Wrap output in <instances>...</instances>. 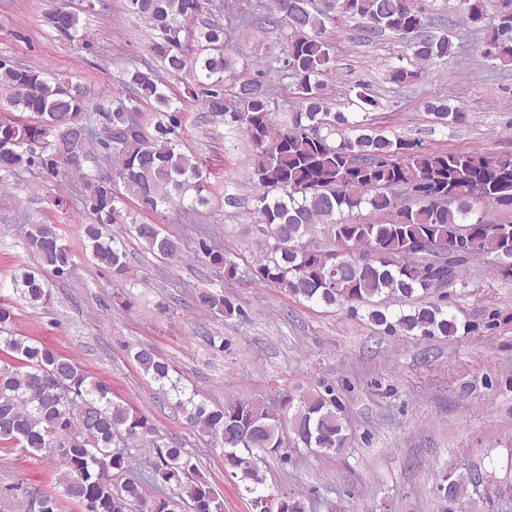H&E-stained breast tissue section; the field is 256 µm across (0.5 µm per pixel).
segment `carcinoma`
Masks as SVG:
<instances>
[{"label": "carcinoma", "instance_id": "1", "mask_svg": "<svg viewBox=\"0 0 512 512\" xmlns=\"http://www.w3.org/2000/svg\"><path fill=\"white\" fill-rule=\"evenodd\" d=\"M485 0H457L466 26L488 31L481 55L497 66L512 67V11L495 17ZM131 13L156 32L151 51L159 68L126 72L128 96L106 115L105 135L93 127V107L82 89L44 71L9 66L0 61V88L16 114L0 118V143L11 156L0 162V188L24 170L52 178L82 171V162L99 151L111 161L115 176L87 181L84 208L93 222L82 225L93 260L117 277H130L121 234H129L152 253L174 258L175 241L156 224L130 218L126 197L141 210L156 212L173 205L187 210L212 199L207 175L196 157L180 149L182 104L170 92L164 75L190 70L195 87L188 97L203 110L224 119L253 146L251 178L257 193L251 214L261 240L255 263L245 271L215 245L199 244L203 257L224 271V280L269 284L295 297L325 307L367 309L368 320L395 336H452L455 318L438 305L418 306L391 315L382 299L410 301L419 292L460 281L476 257L493 258L494 273L512 281V223L487 217L486 208L512 210V153L440 151L418 139L393 137L374 125L370 113L382 103L370 85L352 88L361 118L332 111L326 78L336 71L326 23L358 19L365 39L394 34L409 41L419 62L444 63L458 55L446 30L436 27L415 0H269L262 23L285 22L288 52L259 65L276 69L295 87L297 101L288 119L277 122L271 108L272 89L260 78L238 79L236 57L224 46V24L203 17L204 0H128ZM46 25L59 37L80 39L79 14L63 8L46 14ZM204 47L193 57L183 50L184 37ZM416 64L392 65L385 80L399 87L423 78ZM237 85L233 94L224 84ZM158 115L155 134L142 132L141 106ZM436 124H465L462 103L439 99L428 105ZM69 127L72 136L57 142L55 127ZM73 155L69 163L61 154ZM122 188H117L115 181ZM117 225L119 230L112 231ZM444 242L440 251L421 242ZM27 249L42 265L62 277L73 265L57 225L30 224L24 232ZM26 301L39 306L50 293L40 273L27 270L13 280ZM204 311L225 318L243 315L241 305L222 292L196 295ZM14 307L0 298V447L39 456L54 465V478L39 492V512H176L189 501L191 512H224V495L201 472L184 448L165 442L148 415L114 400L112 386L84 370L50 344L11 331ZM133 360L173 402L187 424L222 449L224 470L242 483L251 498L270 494L280 504L274 512H307L306 498L270 492L262 473V456L288 461L300 446L330 457L346 443L345 422L336 398L317 392L280 393L266 407L249 399L222 404L195 400L186 392L176 369L154 349L140 346ZM139 443L148 452V472L134 473L136 454L116 448L120 441ZM451 506L469 497L476 477H443Z\"/></svg>", "mask_w": 512, "mask_h": 512}]
</instances>
